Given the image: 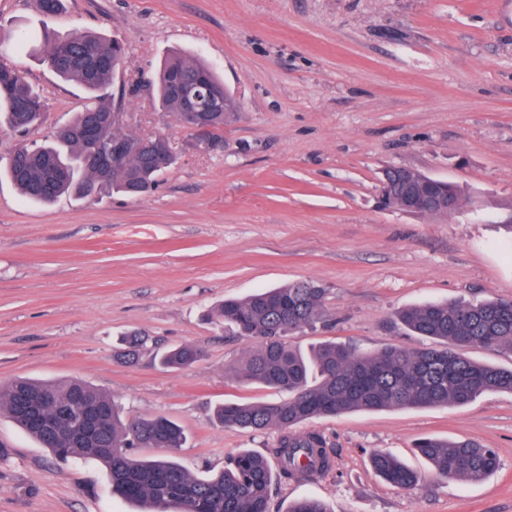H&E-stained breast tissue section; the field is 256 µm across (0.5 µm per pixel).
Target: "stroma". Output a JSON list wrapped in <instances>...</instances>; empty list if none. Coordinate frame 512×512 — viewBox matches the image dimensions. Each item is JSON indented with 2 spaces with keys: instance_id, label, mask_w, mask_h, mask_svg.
<instances>
[{
  "instance_id": "35a3bbf8",
  "label": "stroma",
  "mask_w": 512,
  "mask_h": 512,
  "mask_svg": "<svg viewBox=\"0 0 512 512\" xmlns=\"http://www.w3.org/2000/svg\"><path fill=\"white\" fill-rule=\"evenodd\" d=\"M15 32L94 30L124 44L125 83L152 78L167 53L207 61L239 104L210 150L148 92L125 96V132L163 133L177 161L140 196L22 199L0 177V385L19 377L85 380L119 399L127 420L162 415L183 429L176 454L202 476L239 452L266 454L279 432L215 423L221 402L284 395L240 382L253 343L211 319L224 297L312 279L326 317L288 336L359 351L419 348L396 314L427 302L512 300V0H68L45 18L33 0H0ZM17 62L47 103L45 123L0 132V157L41 143L84 98L33 57ZM457 184L461 209L385 206L384 169ZM149 341L116 359L120 336ZM200 347L180 371L157 348ZM333 470L273 483L271 512L315 496L331 512H512V394L460 406L321 417ZM423 437L495 449L480 482L443 480L414 451ZM386 451L421 476L404 491L376 478ZM113 496L106 468L61 461L0 416V512H136Z\"/></svg>"
}]
</instances>
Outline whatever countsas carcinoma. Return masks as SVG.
Instances as JSON below:
<instances>
[{
	"label": "carcinoma",
	"mask_w": 512,
	"mask_h": 512,
	"mask_svg": "<svg viewBox=\"0 0 512 512\" xmlns=\"http://www.w3.org/2000/svg\"><path fill=\"white\" fill-rule=\"evenodd\" d=\"M37 12L53 17L64 0H34ZM40 60L61 79L78 86L85 103L73 119L58 128L51 141L41 146L19 144L4 163V172L26 199L51 203L73 193L88 197L113 190L131 197L152 191L160 171L145 152H135L123 168L102 169L88 163L93 147L84 129L94 116L107 118L99 142L138 139L112 125V76L126 63L122 44L93 32L61 36L51 30L29 47L22 37L0 31V55L23 51ZM195 78L205 93L224 88V82L205 63L179 53L168 55L154 82L160 107L174 121L183 112L181 98L173 92L176 77ZM237 111L227 96L226 111L211 118L212 136L220 137L224 122ZM45 103L22 68L0 64V127L23 132L42 123ZM416 189L448 196L458 189L422 174ZM327 289L313 280H300L260 291L245 298L227 297L215 310L236 335L254 341L238 372L240 381L284 389L288 398L279 402H224L216 406L215 421L224 427L264 431L274 427L280 438L269 454L278 466L279 479L313 481L330 471L334 457L324 436L315 431L295 432V427L317 416L391 408L465 405L488 393H512V369L479 363L467 352L477 346L512 351V301L428 302L398 312V322L411 334L432 344L420 349L386 346L359 352L348 345L328 341L304 353L283 337L304 330L324 318ZM147 337L124 339L123 356L133 360ZM200 349L181 344L165 351L163 368L184 369L200 359ZM78 393L100 408L97 429L101 439L75 440L69 434L52 439L44 427L27 418L21 403L45 398L37 414L63 419L64 404ZM48 447L59 459L94 458L108 470L112 493L140 505V512H159L160 503L173 512H269L273 473L268 460L248 451L239 453L224 469L195 476L173 458L183 447V429L165 416L130 422L121 406L86 382L23 378L0 387V415ZM135 448H164L163 457L137 456ZM415 451L426 459L435 475L444 480L479 482L500 468L497 452L472 440L424 437ZM375 476L401 489L418 487L421 476L397 457L378 452L371 457ZM288 512H331L320 499L296 501Z\"/></svg>",
	"instance_id": "carcinoma-1"
}]
</instances>
